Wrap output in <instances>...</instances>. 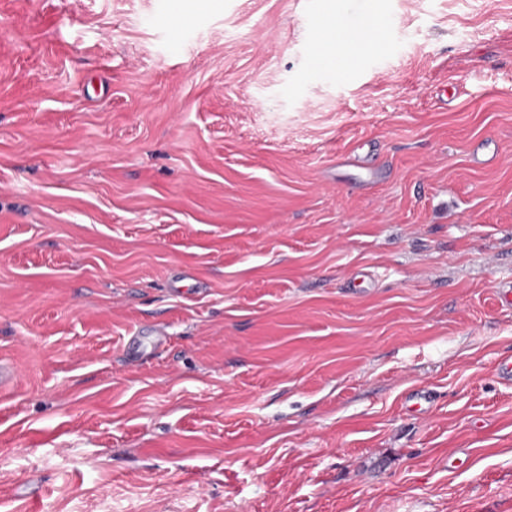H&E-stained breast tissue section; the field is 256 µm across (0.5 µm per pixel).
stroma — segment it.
Segmentation results:
<instances>
[{
  "mask_svg": "<svg viewBox=\"0 0 512 512\" xmlns=\"http://www.w3.org/2000/svg\"><path fill=\"white\" fill-rule=\"evenodd\" d=\"M509 281L512 0H0V512H512ZM355 36L349 33L346 28L327 29L320 35V40L327 53H335L336 47H352L357 45Z\"/></svg>",
  "mask_w": 512,
  "mask_h": 512,
  "instance_id": "obj_1",
  "label": "stroma"
}]
</instances>
